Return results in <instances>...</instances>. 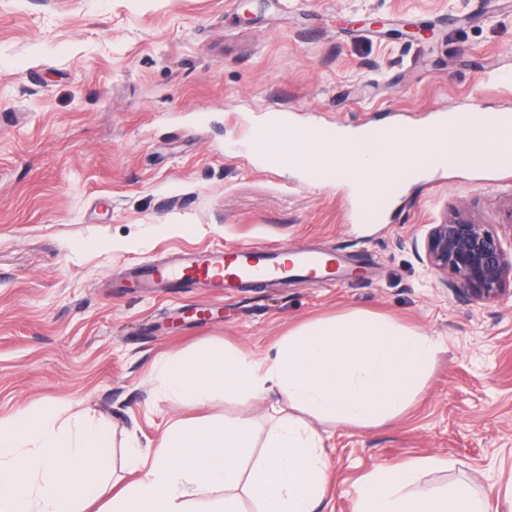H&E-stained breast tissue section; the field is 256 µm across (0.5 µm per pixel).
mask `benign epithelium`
Segmentation results:
<instances>
[{
  "instance_id": "1",
  "label": "benign epithelium",
  "mask_w": 512,
  "mask_h": 512,
  "mask_svg": "<svg viewBox=\"0 0 512 512\" xmlns=\"http://www.w3.org/2000/svg\"><path fill=\"white\" fill-rule=\"evenodd\" d=\"M425 263L449 278L451 287L474 299L493 301L512 286V250L478 222L447 218L432 225Z\"/></svg>"
}]
</instances>
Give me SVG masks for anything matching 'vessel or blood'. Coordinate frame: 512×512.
<instances>
[{
	"mask_svg": "<svg viewBox=\"0 0 512 512\" xmlns=\"http://www.w3.org/2000/svg\"><path fill=\"white\" fill-rule=\"evenodd\" d=\"M333 261L332 253L313 248L290 251L279 246L238 244L205 255H186L173 265H141L137 278L144 288L199 286L220 295L225 289L241 288L250 282L275 283L292 273L327 284Z\"/></svg>",
	"mask_w": 512,
	"mask_h": 512,
	"instance_id": "obj_1",
	"label": "vessel or blood"
}]
</instances>
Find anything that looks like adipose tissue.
Masks as SVG:
<instances>
[{"label":"adipose tissue","mask_w":512,"mask_h":512,"mask_svg":"<svg viewBox=\"0 0 512 512\" xmlns=\"http://www.w3.org/2000/svg\"><path fill=\"white\" fill-rule=\"evenodd\" d=\"M440 348L432 337L364 312L309 320L289 332L273 355L244 350L160 363L169 393L202 405L215 391L252 399L285 395L291 408L257 442L250 420L217 425L178 420L151 456L129 450V484L110 491L111 429L86 423L70 431L51 417L19 412L0 419V512H91L110 495L108 512H191L207 493L221 494L220 512H316L329 481L316 422L368 428L403 413L424 385ZM433 458L377 469L355 487L354 512H500L503 499L479 500L451 488L417 495L411 488Z\"/></svg>","instance_id":"obj_1"}]
</instances>
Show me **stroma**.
<instances>
[{"instance_id": "1", "label": "stroma", "mask_w": 512, "mask_h": 512, "mask_svg": "<svg viewBox=\"0 0 512 512\" xmlns=\"http://www.w3.org/2000/svg\"><path fill=\"white\" fill-rule=\"evenodd\" d=\"M512 109V0H0V418L76 401L117 453L176 420L278 419L247 394L205 406L155 362L208 345L265 356L312 319L361 311L440 342L409 408L370 428L319 424L318 512H353L379 467L434 457L415 493L512 490V286L492 302L422 261L445 218L512 222V181L410 174L368 220L346 185L266 166L254 126L409 125ZM318 246L335 284L292 279L209 297L141 288L133 265L213 244Z\"/></svg>"}]
</instances>
